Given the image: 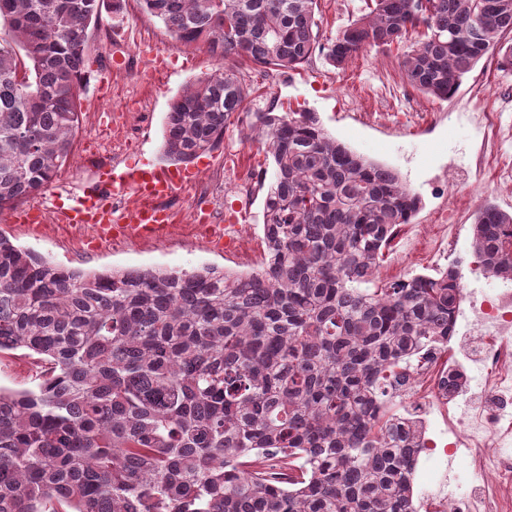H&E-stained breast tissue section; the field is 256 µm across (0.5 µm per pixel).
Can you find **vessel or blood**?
<instances>
[{
    "label": "vessel or blood",
    "mask_w": 512,
    "mask_h": 512,
    "mask_svg": "<svg viewBox=\"0 0 512 512\" xmlns=\"http://www.w3.org/2000/svg\"><path fill=\"white\" fill-rule=\"evenodd\" d=\"M112 43L116 51L111 64L100 69L104 76L128 68L133 60L132 54L124 49L122 31H114ZM196 178V171L190 169H160L146 163L122 168L103 166L78 190L60 188L54 191V213L60 223L87 230L96 241L151 239L168 222V212L161 207V200L172 196L179 187L193 183ZM127 192L141 199L140 205L128 217L119 214L111 202L112 195Z\"/></svg>",
    "instance_id": "1"
}]
</instances>
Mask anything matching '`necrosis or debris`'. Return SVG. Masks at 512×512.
Returning <instances> with one entry per match:
<instances>
[{
    "mask_svg": "<svg viewBox=\"0 0 512 512\" xmlns=\"http://www.w3.org/2000/svg\"><path fill=\"white\" fill-rule=\"evenodd\" d=\"M487 286V293L481 295L463 289L471 323L449 341L448 369L463 374V382L445 391L440 381L430 380L429 366L422 363L412 372L411 391L401 396L420 416L449 402L467 412L459 434L474 450L472 479L477 496L441 503L435 512H512V455H501L498 446V426L512 411V279L491 280ZM477 366L487 375L478 391L470 379Z\"/></svg>",
    "mask_w": 512,
    "mask_h": 512,
    "instance_id": "obj_1",
    "label": "necrosis or debris"
}]
</instances>
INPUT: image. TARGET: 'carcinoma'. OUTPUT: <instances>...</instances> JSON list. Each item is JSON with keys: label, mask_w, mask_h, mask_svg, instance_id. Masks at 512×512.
Segmentation results:
<instances>
[{"label": "carcinoma", "mask_w": 512, "mask_h": 512, "mask_svg": "<svg viewBox=\"0 0 512 512\" xmlns=\"http://www.w3.org/2000/svg\"><path fill=\"white\" fill-rule=\"evenodd\" d=\"M214 71L168 107L164 152L213 150L246 109L242 65L340 69L421 39L413 88L451 97L490 51L512 70V0H371L321 40L318 0H138ZM100 0H0V214L47 189L80 124ZM273 176L253 274L65 270L0 235V353L50 364L0 390V512H416L424 427L392 415L400 364L441 355L454 270L375 286L377 260L421 197L329 136L312 112H258ZM484 268L512 274V214L482 205Z\"/></svg>", "instance_id": "1"}]
</instances>
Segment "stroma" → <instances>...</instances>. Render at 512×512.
Returning <instances> with one entry per match:
<instances>
[{
    "mask_svg": "<svg viewBox=\"0 0 512 512\" xmlns=\"http://www.w3.org/2000/svg\"><path fill=\"white\" fill-rule=\"evenodd\" d=\"M367 8L366 0H319L321 32L330 38ZM102 21L91 28L88 57L108 55L109 31L127 30L132 47L165 55L169 68L142 82L138 72L111 74L109 92H101L99 75L86 70L82 112L73 152L53 178L52 188L76 186L89 179L92 165L136 163L170 168L162 151L164 120L170 101L184 86L214 68L206 48L180 50L163 25L140 13L136 0H103ZM402 50L374 49L354 57L344 69L314 56L286 72L249 73L253 87L245 112L233 115L223 142L202 154L197 180L179 188L167 206L174 223L160 240L128 242L115 239L89 244L81 231L55 225L52 233L0 216V235L23 249L74 270L163 268L193 270L215 266L233 274H251L264 260L263 180L273 163L253 141L252 123L259 112L315 113L325 131L366 158L396 169L417 192L423 206L412 223L399 228L383 250L378 277L434 276L447 270L448 249L441 212L454 206L455 223L465 225L459 241L467 261H474L475 214L492 203L512 213V71L501 69L496 57L481 59L447 99L424 94L401 78ZM125 110L120 133H102V110ZM235 213L239 231L231 250L218 252L195 229L198 215L220 224ZM39 371L19 354L0 355V388L34 387ZM470 456L467 449L447 462L430 465L419 458L414 477L417 512H427L451 497L470 498Z\"/></svg>",
    "mask_w": 512,
    "mask_h": 512,
    "instance_id": "35a3bbf8",
    "label": "stroma"
}]
</instances>
